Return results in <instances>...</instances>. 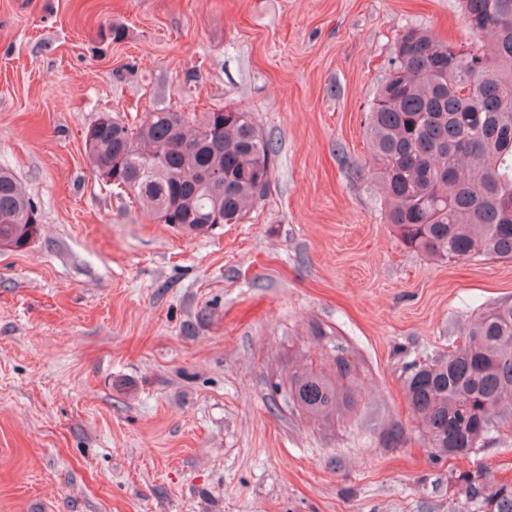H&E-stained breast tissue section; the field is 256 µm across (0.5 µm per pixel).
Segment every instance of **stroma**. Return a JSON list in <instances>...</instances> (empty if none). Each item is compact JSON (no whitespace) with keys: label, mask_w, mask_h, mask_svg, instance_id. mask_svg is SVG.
Segmentation results:
<instances>
[{"label":"stroma","mask_w":512,"mask_h":512,"mask_svg":"<svg viewBox=\"0 0 512 512\" xmlns=\"http://www.w3.org/2000/svg\"><path fill=\"white\" fill-rule=\"evenodd\" d=\"M410 28L472 41L462 0H0V165L41 214L0 248V512H475L462 475L512 483V420L437 458L404 395L512 302V260L437 261L385 221L365 118ZM157 104L273 139L241 223L186 232L98 179L87 127ZM339 343L353 408L288 407Z\"/></svg>","instance_id":"35a3bbf8"}]
</instances>
